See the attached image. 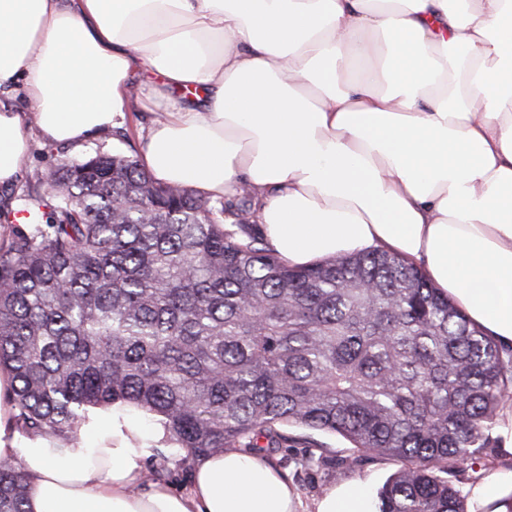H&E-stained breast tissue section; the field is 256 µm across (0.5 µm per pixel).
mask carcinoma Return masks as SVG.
<instances>
[{"mask_svg": "<svg viewBox=\"0 0 512 512\" xmlns=\"http://www.w3.org/2000/svg\"><path fill=\"white\" fill-rule=\"evenodd\" d=\"M129 156L65 161L0 249V366L21 429L80 443L85 408L143 409L186 463L270 452L300 427L402 464L379 512H467L452 482L494 446L512 358L413 262L376 249L291 267L243 216ZM266 445H259L260 440ZM20 463L0 512H26Z\"/></svg>", "mask_w": 512, "mask_h": 512, "instance_id": "carcinoma-1", "label": "carcinoma"}]
</instances>
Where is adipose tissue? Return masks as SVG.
I'll use <instances>...</instances> for the list:
<instances>
[{"instance_id":"adipose-tissue-1","label":"adipose tissue","mask_w":512,"mask_h":512,"mask_svg":"<svg viewBox=\"0 0 512 512\" xmlns=\"http://www.w3.org/2000/svg\"><path fill=\"white\" fill-rule=\"evenodd\" d=\"M162 102L142 166L221 197L248 185L293 266L384 249L512 356V0H0V185L28 142L80 147L117 127L133 71ZM197 89L195 99L176 93ZM0 368V461L19 460L28 512H303L268 461L199 459L187 492L141 489L169 444L133 408H89L81 442L28 437ZM471 512H512V470L468 489ZM315 512H376L366 483Z\"/></svg>"}]
</instances>
